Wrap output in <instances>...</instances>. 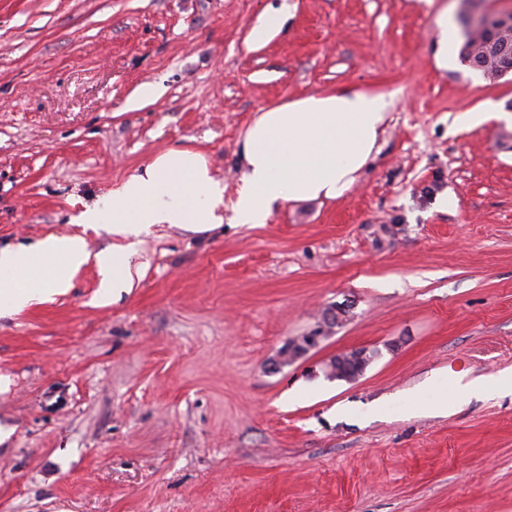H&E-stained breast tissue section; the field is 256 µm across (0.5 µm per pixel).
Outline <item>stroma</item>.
<instances>
[{
    "instance_id": "1",
    "label": "stroma",
    "mask_w": 512,
    "mask_h": 512,
    "mask_svg": "<svg viewBox=\"0 0 512 512\" xmlns=\"http://www.w3.org/2000/svg\"><path fill=\"white\" fill-rule=\"evenodd\" d=\"M460 10L0 0V248L111 247L77 216L171 148L224 185L220 227L142 236L130 290L99 301L91 263L0 316V512H512V395L429 410L512 369V75L438 64L437 19L459 37ZM145 84L158 94L132 105ZM343 89L390 102L375 160L340 199L235 223L258 112ZM346 301L329 340L275 368ZM362 346L360 377L325 376Z\"/></svg>"
}]
</instances>
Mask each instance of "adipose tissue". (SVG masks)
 Masks as SVG:
<instances>
[{
  "label": "adipose tissue",
  "instance_id": "obj_1",
  "mask_svg": "<svg viewBox=\"0 0 512 512\" xmlns=\"http://www.w3.org/2000/svg\"><path fill=\"white\" fill-rule=\"evenodd\" d=\"M389 101L380 93L341 90L294 99L259 113L240 145L242 186L233 205L241 224H262L282 201L335 200L379 150ZM223 189L203 154L172 148L131 174L112 195L84 210L79 223L104 225L111 251L91 254L79 235H52L36 245L0 249V312H19L65 293L96 262L100 298L132 287L134 240L156 225L203 233L224 222ZM512 393V370L458 383L445 411L471 399Z\"/></svg>",
  "mask_w": 512,
  "mask_h": 512
}]
</instances>
